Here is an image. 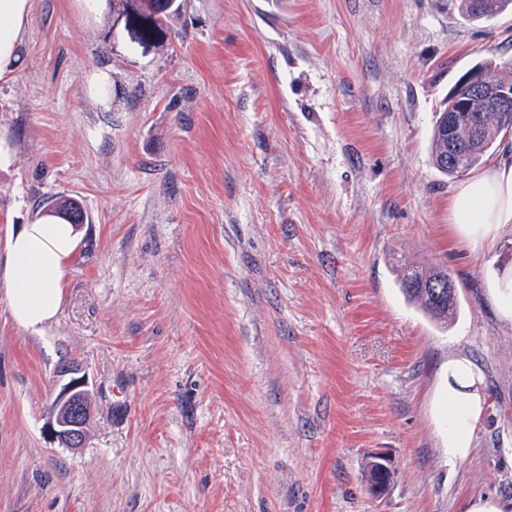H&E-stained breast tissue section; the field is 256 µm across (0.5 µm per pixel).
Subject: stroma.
<instances>
[{
  "label": "stroma",
  "mask_w": 512,
  "mask_h": 512,
  "mask_svg": "<svg viewBox=\"0 0 512 512\" xmlns=\"http://www.w3.org/2000/svg\"><path fill=\"white\" fill-rule=\"evenodd\" d=\"M512 63V13L457 0H31L0 79V254L75 199L85 222L41 333L0 281V512H464L512 500V325L498 252L453 240L461 178L433 123L476 63ZM447 268L448 326L401 263ZM484 375L473 454L447 457L449 355ZM77 364L85 447L50 443ZM398 477L373 497L366 458ZM491 0H479V2L476 5V11L479 14L484 15H495L496 9L492 2L496 5V8L498 9V14L495 15L492 18H478L476 11L474 9V2L475 0H459V13L462 17L473 21V22H483V21H489L496 17H499L505 13H511L512 12V0H494L490 2ZM484 288L499 318L512 325V263L488 266L484 273Z\"/></svg>",
  "instance_id": "35a3bbf8"
}]
</instances>
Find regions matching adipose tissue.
I'll return each mask as SVG.
<instances>
[{"label": "adipose tissue", "instance_id": "adipose-tissue-1", "mask_svg": "<svg viewBox=\"0 0 512 512\" xmlns=\"http://www.w3.org/2000/svg\"><path fill=\"white\" fill-rule=\"evenodd\" d=\"M30 0H0V78L16 64V47L30 16ZM456 237L492 250L512 226V152L500 155L484 171L462 184L452 201ZM74 225L55 220L21 226L7 241L5 296L14 322L40 331L59 313L65 278L76 249ZM484 287L499 318L512 325V263L490 265ZM448 461L468 458L474 426L484 413V380L469 358L452 355L446 369Z\"/></svg>", "mask_w": 512, "mask_h": 512}]
</instances>
